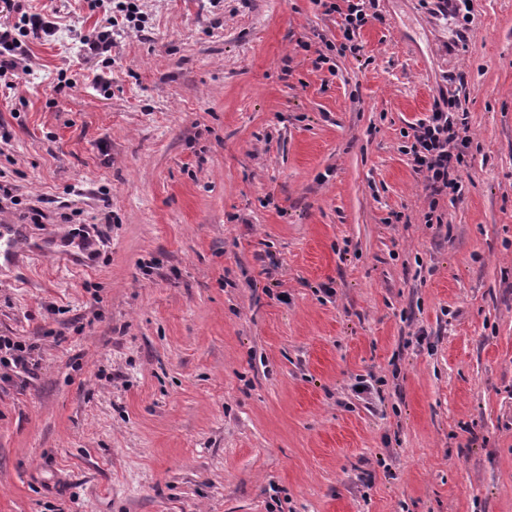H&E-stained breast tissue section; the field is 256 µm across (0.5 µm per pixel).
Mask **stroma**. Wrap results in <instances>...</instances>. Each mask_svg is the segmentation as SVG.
I'll return each mask as SVG.
<instances>
[{
	"instance_id": "1",
	"label": "stroma",
	"mask_w": 512,
	"mask_h": 512,
	"mask_svg": "<svg viewBox=\"0 0 512 512\" xmlns=\"http://www.w3.org/2000/svg\"><path fill=\"white\" fill-rule=\"evenodd\" d=\"M467 2L379 0L355 57L314 0H143L104 90V9L32 0L0 512H512V0ZM441 94L472 145L429 225ZM36 346L15 340L10 336H0V366L23 375L25 379L34 378L39 369V361L34 356Z\"/></svg>"
}]
</instances>
